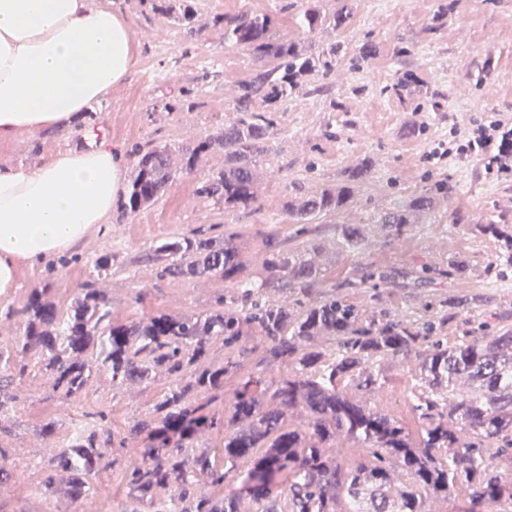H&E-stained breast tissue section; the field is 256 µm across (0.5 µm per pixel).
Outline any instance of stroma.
Masks as SVG:
<instances>
[{
    "mask_svg": "<svg viewBox=\"0 0 512 512\" xmlns=\"http://www.w3.org/2000/svg\"><path fill=\"white\" fill-rule=\"evenodd\" d=\"M194 11V33H187L159 0H112L127 19L140 55L126 81L92 107L85 133L51 129L20 135L0 144V165L35 168L57 151L84 148L103 140L121 150L133 169L138 150L168 146L175 177L164 195L137 213L113 207L107 223L97 225L65 256H49L25 267L18 288L0 298V347L19 331L7 309H20L33 289H50L67 305L88 280L112 299V315L135 321L160 309L173 314L210 310L215 296L230 283L214 280L159 279L143 254L170 236L197 230L223 239L233 233L245 272L258 276L267 239L297 247L294 227L282 211L288 196L342 183L346 171L362 160L373 163L369 181L348 208L317 219L323 250L319 258L327 283L339 284V296L372 311L392 306L419 317L430 306L459 296L476 298L472 311H448L447 334L465 320L486 330L512 326V279L494 281L485 270L498 254L497 242L475 233L474 225L506 215L512 220V172H487L480 153H458L488 116L512 125V0H349L353 22L342 32L324 28L307 32L297 23L301 0H187ZM251 10L268 13L275 32L288 35L314 52L343 42L327 76L313 75L278 108L275 134L258 166L257 197L246 209L198 195L204 177L224 167V153H207L193 171L182 167V148L195 146L219 131L236 112L237 84L257 66L246 49L224 42V18ZM376 52L363 59L362 44ZM374 99L385 112L367 111ZM424 125L420 139L408 138L412 125ZM443 180L447 199L414 223L391 229L379 225L381 212L401 206L411 195ZM364 226L366 243L358 252L338 246L342 225ZM112 252L106 274L95 259ZM465 260L464 271L448 276V264ZM409 271L377 287H345L376 268ZM142 302H135L136 293ZM19 398L13 414L0 419L11 428L0 444L12 465L0 483L12 493L0 495V512H65L63 502L31 497L30 488L49 466L37 433L48 417L65 437L79 410L105 405L112 424L123 427L137 417L154 389L132 385L113 388L106 372L96 373L87 393L70 402L53 392L39 372L12 381Z\"/></svg>",
    "mask_w": 512,
    "mask_h": 512,
    "instance_id": "35a3bbf8",
    "label": "stroma"
}]
</instances>
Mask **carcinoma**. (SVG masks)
I'll return each instance as SVG.
<instances>
[{
  "label": "carcinoma",
  "instance_id": "cac0c4a2",
  "mask_svg": "<svg viewBox=\"0 0 512 512\" xmlns=\"http://www.w3.org/2000/svg\"><path fill=\"white\" fill-rule=\"evenodd\" d=\"M338 3L327 14L321 0H304L300 24L310 33L325 26L345 31L353 13L347 0ZM274 26L267 13L224 16V42L248 50L260 66L238 85L235 119L183 149L190 171L209 150L224 151V169L197 192L226 208L256 200L257 165L274 134L275 105L304 76L316 70L328 75L341 52L335 43L327 59L307 54L298 43L274 37ZM257 102L264 109H255ZM371 170L363 160L339 188L288 199L284 211L297 225L295 234H311L312 221L354 202ZM170 179L167 146L138 151L124 210L134 213L157 200ZM448 192V183L437 181L378 223L409 224ZM477 228L501 241L497 263L487 268L496 279L512 269V224L504 219ZM340 243L358 252L365 235L350 224ZM319 250L313 242L302 251L268 243L261 276L252 279L242 275L235 235L219 244L200 230L163 239L143 258L157 266L161 279L234 283L205 313L156 310L134 322L118 321L112 300L92 281L63 311L47 288L32 292L20 311L7 310V318L20 315V335L0 349V382L26 376L36 354L38 371L51 377L53 391L72 401L86 394L95 367L108 372L116 389L169 380L144 415L122 431L110 427L104 411L83 412L61 442L55 441L56 421L42 423L41 437L56 442V449L35 495L84 512L111 465L109 451L128 452L143 441L138 456L126 455L118 479L151 512H427V499L446 497L459 483L473 505L512 512V485L499 464L512 466V328L481 336L464 328L450 343L442 335L448 322L442 310L416 320L387 309L369 313L336 296V286H323ZM283 290L293 301L270 297ZM251 330L262 338L263 354L255 374L227 396L225 386L241 364L214 360L211 347L218 342L238 348ZM400 358L415 359L420 373L410 392L414 431L372 404L382 388L381 363ZM347 379L354 387L344 384ZM295 413L304 415L297 425ZM221 429L219 456L199 434ZM339 439L359 448L348 468L331 451ZM242 460L250 468L241 486L219 495Z\"/></svg>",
  "mask_w": 512,
  "mask_h": 512
}]
</instances>
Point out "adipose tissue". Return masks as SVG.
<instances>
[{
  "instance_id": "obj_1",
  "label": "adipose tissue",
  "mask_w": 512,
  "mask_h": 512,
  "mask_svg": "<svg viewBox=\"0 0 512 512\" xmlns=\"http://www.w3.org/2000/svg\"><path fill=\"white\" fill-rule=\"evenodd\" d=\"M137 57L128 21L108 2L0 0V141L80 131ZM124 190L122 154L106 142L56 152L35 169L0 167V297L16 288L23 262L82 243Z\"/></svg>"
}]
</instances>
